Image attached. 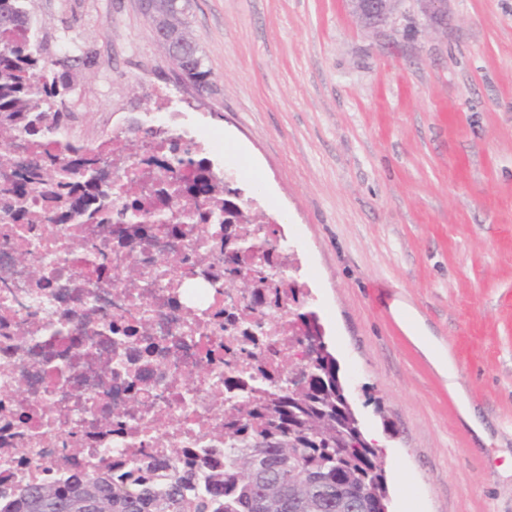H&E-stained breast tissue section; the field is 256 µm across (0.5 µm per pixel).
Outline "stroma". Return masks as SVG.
<instances>
[{
    "instance_id": "1",
    "label": "stroma",
    "mask_w": 512,
    "mask_h": 512,
    "mask_svg": "<svg viewBox=\"0 0 512 512\" xmlns=\"http://www.w3.org/2000/svg\"><path fill=\"white\" fill-rule=\"evenodd\" d=\"M212 70L197 94L139 0H24L47 59L76 49L81 141L190 98L205 155L240 174L304 282L388 512H512V0H399L369 29L347 0H188ZM448 348L457 389L404 330Z\"/></svg>"
}]
</instances>
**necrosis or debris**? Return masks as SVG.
Wrapping results in <instances>:
<instances>
[{"label": "necrosis or debris", "mask_w": 512, "mask_h": 512, "mask_svg": "<svg viewBox=\"0 0 512 512\" xmlns=\"http://www.w3.org/2000/svg\"><path fill=\"white\" fill-rule=\"evenodd\" d=\"M152 111L150 128L128 124L149 148L128 163L150 183L137 197L145 240H124L121 225H112L111 251L88 261L71 238L80 232L85 246L96 244V225L0 223V478L109 463L126 469L149 456L169 459L175 448L223 457L214 436L224 426L218 397L247 375L274 379L285 361L305 358L301 332L289 323L290 293H281L275 312L257 311L262 327L246 335L236 322L241 297L224 286L223 245L206 240L211 224L151 223L157 209L194 207L183 186L195 169L173 174L157 159L188 141L205 148L204 134L183 125L167 93L155 94ZM174 255L182 265L170 266ZM127 263L140 269L143 289L126 291ZM188 374L195 387L184 385ZM131 401L133 417L104 424ZM71 437L78 450H68Z\"/></svg>", "instance_id": "1"}]
</instances>
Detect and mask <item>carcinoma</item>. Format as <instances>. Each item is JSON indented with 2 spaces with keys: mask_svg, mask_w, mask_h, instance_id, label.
<instances>
[{
  "mask_svg": "<svg viewBox=\"0 0 512 512\" xmlns=\"http://www.w3.org/2000/svg\"><path fill=\"white\" fill-rule=\"evenodd\" d=\"M0 146L27 147L64 143V149L35 157L0 156V219L12 224L133 223L137 184L129 182L130 201L112 206V185L100 176V158L63 142L71 100V58L47 61L32 40L23 0H0ZM169 57L187 81L199 83L211 71L197 43L187 34L167 46ZM205 160L186 150L161 167L172 173L202 168ZM38 187L47 201L42 213L29 196ZM198 206L224 198V182L196 178ZM265 215L237 218L236 237L249 236ZM295 300L291 322L305 338L319 342L315 358L288 364L281 384L258 382L241 405L224 413V470L209 469L176 449L166 462L153 459L114 476L105 470L74 471L64 480L39 479L13 495H0V512H87L83 503L95 494L92 512H387L385 469L379 449L364 436L350 405L339 394L337 365L328 352L314 311Z\"/></svg>",
  "mask_w": 512,
  "mask_h": 512,
  "instance_id": "obj_1",
  "label": "carcinoma"
}]
</instances>
